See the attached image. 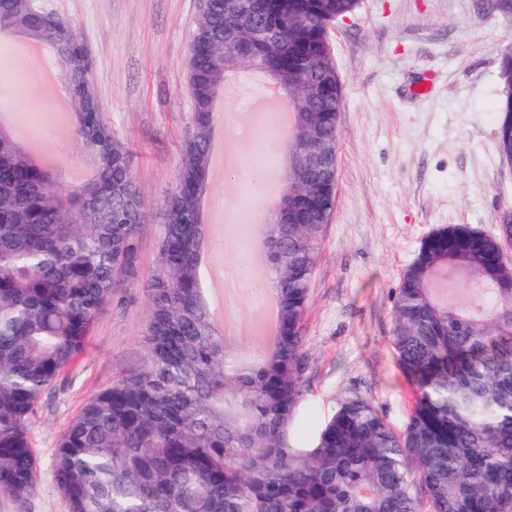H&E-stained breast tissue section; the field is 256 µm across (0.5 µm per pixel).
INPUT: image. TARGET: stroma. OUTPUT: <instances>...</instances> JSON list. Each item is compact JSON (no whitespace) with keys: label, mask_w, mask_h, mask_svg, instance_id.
<instances>
[{"label":"stroma","mask_w":512,"mask_h":512,"mask_svg":"<svg viewBox=\"0 0 512 512\" xmlns=\"http://www.w3.org/2000/svg\"><path fill=\"white\" fill-rule=\"evenodd\" d=\"M71 22L91 55L102 114L132 157L146 219L139 227L141 274L156 259L161 204L172 191L191 115L186 54L198 0H37ZM330 42L342 85L336 206L322 232L306 313L307 373L298 424L320 428L342 399L368 397L394 430L414 402L396 361L392 309L402 273L422 241L445 224L496 233L512 208V164L494 150L500 56L512 47V14L481 0H360L335 22ZM426 95H417L420 85ZM61 187L86 160L68 125L47 135ZM287 134L277 138L278 169L247 190L213 163L200 207L214 250L201 276L207 290L225 268L253 264L224 229L225 214L260 224L281 188ZM147 295L128 290L105 309L79 360L45 393L30 429L38 468L24 501L0 492V512H68L52 460L57 441L93 394L110 386L141 353Z\"/></svg>","instance_id":"35a3bbf8"}]
</instances>
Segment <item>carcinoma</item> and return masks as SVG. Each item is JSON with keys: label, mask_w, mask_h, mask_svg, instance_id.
I'll list each match as a JSON object with an SVG mask.
<instances>
[{"label": "carcinoma", "mask_w": 512, "mask_h": 512, "mask_svg": "<svg viewBox=\"0 0 512 512\" xmlns=\"http://www.w3.org/2000/svg\"><path fill=\"white\" fill-rule=\"evenodd\" d=\"M358 0H199L189 42L191 133L161 207L157 258L139 276L140 189L129 151L77 63L71 24L33 0H0V34L43 43L80 111L73 135L94 176L58 187L54 167L0 125V492L35 489L32 419L82 352L99 315L145 289L139 360L91 396L54 456L68 512H512V261L501 237L434 231L393 306L398 365L415 402L401 433L372 401L344 398L308 442L292 431L303 397L304 319L321 232L336 203L341 86L330 26ZM242 70H286L296 86L288 223L260 245L275 334L244 359L203 286L200 203L209 188L217 100ZM494 149L512 159V48Z\"/></svg>", "instance_id": "cac0c4a2"}]
</instances>
